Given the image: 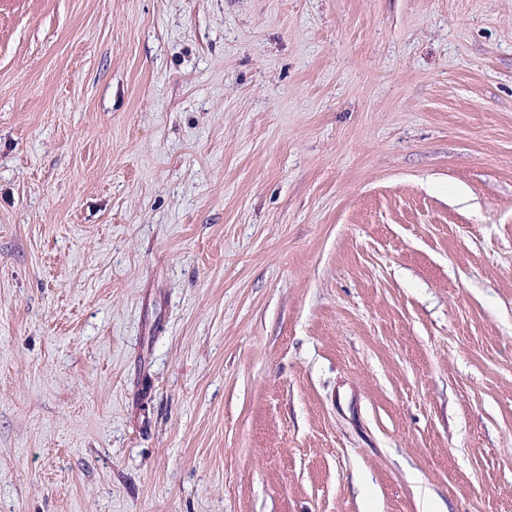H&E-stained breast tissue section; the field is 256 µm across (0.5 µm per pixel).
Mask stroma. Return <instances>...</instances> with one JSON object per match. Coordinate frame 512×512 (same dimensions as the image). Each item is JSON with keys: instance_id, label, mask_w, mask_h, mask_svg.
Instances as JSON below:
<instances>
[{"instance_id": "1", "label": "stroma", "mask_w": 512, "mask_h": 512, "mask_svg": "<svg viewBox=\"0 0 512 512\" xmlns=\"http://www.w3.org/2000/svg\"><path fill=\"white\" fill-rule=\"evenodd\" d=\"M0 512H512V0H0Z\"/></svg>"}]
</instances>
